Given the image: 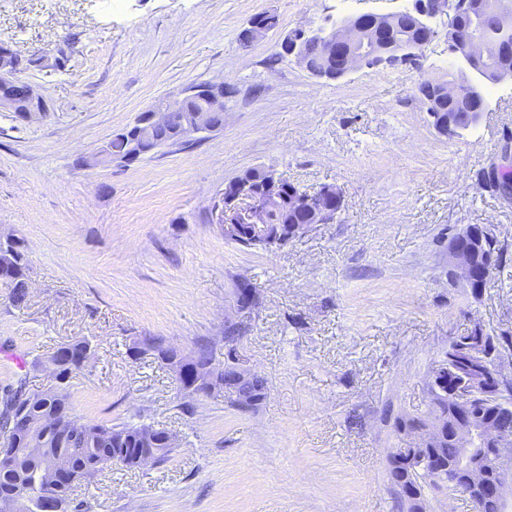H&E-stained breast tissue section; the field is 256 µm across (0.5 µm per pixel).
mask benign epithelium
<instances>
[{
  "mask_svg": "<svg viewBox=\"0 0 512 512\" xmlns=\"http://www.w3.org/2000/svg\"><path fill=\"white\" fill-rule=\"evenodd\" d=\"M470 0H409V5L397 12L389 14H356L334 20L330 25H303L285 34L280 47L285 56L295 61L302 68H307L305 57L309 43L318 44L325 56L336 61V78H343L354 71L369 68H395L416 62L418 71H424L425 52L439 37L438 27L434 23L440 21L444 27L448 43V52L457 66L459 78L446 82L430 79L420 81L419 96L430 104V94L437 91L455 99L468 91L470 78L477 74L480 79L490 84H497L512 79L509 70L484 71L476 67L479 60L485 59L491 45L476 34L462 41L460 20ZM483 9L492 13L500 26L512 30V0H493L483 3ZM412 18L415 24L426 30L424 39L404 38L387 47H379L371 38L369 29L362 21L371 18L375 23L388 25L401 16ZM270 31L267 23L257 17L249 19L242 28L244 39L252 42ZM22 56L9 45L0 43V83L16 86L24 102L14 97H0V110L16 112L23 118L49 111L47 101L35 88L22 78ZM196 95L209 99L211 107L195 112L185 125V135L195 137L200 133L216 132L224 128V81H203L187 87L182 94L163 102V111L154 105L133 124L127 126L117 135L128 142V153L123 156L112 154L111 143L103 145L94 155L91 163L128 164L146 155L155 153L162 148L176 145V142L159 143L154 139L155 127L162 123L168 112L177 110L182 102ZM282 177L270 179L264 187L255 189L247 184L237 183L232 188H224L211 208V221L225 229L234 230V237L246 234L255 240H262L275 248L284 247L295 239L302 237L310 228V224H298L288 233H282L269 225V216L283 210V207L305 212L311 224H330L335 219L334 209L344 203L342 191L334 185H325L319 190L308 192L297 188L296 194L283 200L281 192ZM470 229L462 226L454 230L449 238V273L462 283V287L472 289L477 274L472 255L466 242ZM257 305L256 295L249 291L246 296H235L238 326L251 319ZM455 343H461L469 354L479 361L486 360L479 341L465 334L452 337ZM224 356L232 357L239 366V372L245 377L255 376L250 361L239 345L224 346ZM496 381H491L484 374L454 380L448 385L449 374L454 372L448 363L445 353H440L430 368L426 378L431 392L443 391L456 404V410L465 408L469 400L481 397L488 401L500 400L501 381L512 376V353L503 351L493 361ZM442 428V422L434 420L423 430H404L402 434L409 437L417 448L430 446L436 440ZM454 439L459 449L457 461L448 466L442 465L437 471L438 497L451 500L463 495L470 502L490 501L504 505L507 496H512V458L504 454L499 447L500 428L473 420H459L454 426ZM40 449L36 441H29V447L19 450H0V466H13L23 455L35 457ZM73 482V475L68 460L57 457L54 461L44 464L38 471L35 483L41 487L38 500L31 504L25 493H20L9 501V504L22 512L31 509L33 512H64L65 502L62 499V488L65 483Z\"/></svg>",
  "mask_w": 512,
  "mask_h": 512,
  "instance_id": "benign-epithelium-1",
  "label": "benign epithelium"
}]
</instances>
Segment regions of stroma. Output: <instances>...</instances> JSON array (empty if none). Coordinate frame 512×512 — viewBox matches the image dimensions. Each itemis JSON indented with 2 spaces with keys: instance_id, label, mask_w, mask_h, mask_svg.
I'll return each mask as SVG.
<instances>
[{
  "instance_id": "obj_1",
  "label": "stroma",
  "mask_w": 512,
  "mask_h": 512,
  "mask_svg": "<svg viewBox=\"0 0 512 512\" xmlns=\"http://www.w3.org/2000/svg\"><path fill=\"white\" fill-rule=\"evenodd\" d=\"M406 0H0V43L42 58L26 79L50 110L0 111V234L28 248V295L0 282V390L88 340L69 383L81 422L171 433L161 461L80 482L82 512H399L386 455L410 447L396 416L429 409L425 378L451 336L481 323L512 334V201L479 188L512 132V81L489 86L473 128L447 136L416 91L447 80L443 40L424 71L359 70L335 81L267 66L303 23L389 13ZM272 12L250 45L239 32ZM222 80L223 130L134 163L83 160L156 102ZM258 168L313 192L340 188L334 223L275 251L224 238L209 210ZM490 228L501 266L479 294L448 276V238ZM258 307L243 351L266 382L254 409L228 394L185 404L172 371L133 357L153 336L191 353L224 348L238 287ZM255 16H263V20L270 24L272 29L279 26V18L276 14L270 12H262ZM263 22L260 18L253 17L249 19L246 25L242 28V36L247 41L253 42L254 40L262 37L270 29L268 24Z\"/></svg>"
}]
</instances>
